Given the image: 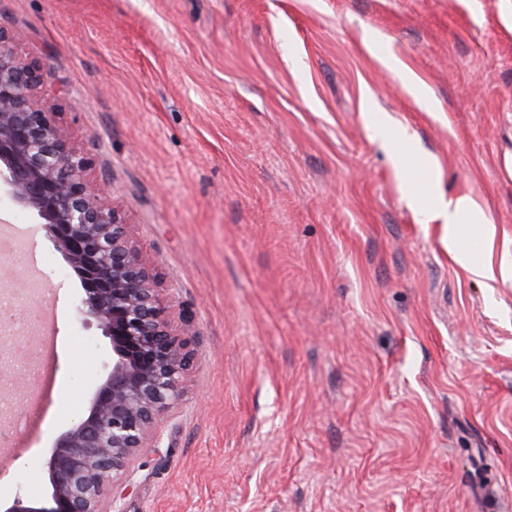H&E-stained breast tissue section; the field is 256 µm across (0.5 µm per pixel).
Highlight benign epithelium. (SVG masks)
<instances>
[{"label": "benign epithelium", "instance_id": "7a95c632", "mask_svg": "<svg viewBox=\"0 0 512 512\" xmlns=\"http://www.w3.org/2000/svg\"><path fill=\"white\" fill-rule=\"evenodd\" d=\"M41 67L19 58L0 29V186L44 225L79 276L75 327L101 331L112 365L46 461L48 492L3 512H123L116 489L137 456L160 444L164 414L181 400L191 332L174 327L130 225L86 177L39 95Z\"/></svg>", "mask_w": 512, "mask_h": 512}]
</instances>
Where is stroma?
<instances>
[{
    "instance_id": "1",
    "label": "stroma",
    "mask_w": 512,
    "mask_h": 512,
    "mask_svg": "<svg viewBox=\"0 0 512 512\" xmlns=\"http://www.w3.org/2000/svg\"><path fill=\"white\" fill-rule=\"evenodd\" d=\"M0 28L192 329L123 512H512V0H0ZM0 223V289L53 290L49 384L13 358L0 393L41 407L0 498L40 499L112 348L4 192Z\"/></svg>"
}]
</instances>
